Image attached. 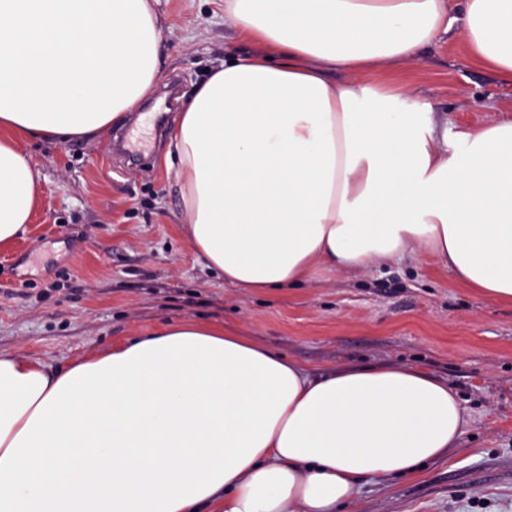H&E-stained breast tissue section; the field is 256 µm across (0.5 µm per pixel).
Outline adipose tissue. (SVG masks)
Masks as SVG:
<instances>
[{
  "label": "adipose tissue",
  "instance_id": "adipose-tissue-1",
  "mask_svg": "<svg viewBox=\"0 0 512 512\" xmlns=\"http://www.w3.org/2000/svg\"><path fill=\"white\" fill-rule=\"evenodd\" d=\"M224 21L249 50L183 102L166 152L207 268L269 291L430 255L512 303V119L447 142L386 78L459 21L471 63L512 85V0H224ZM160 53L150 0H0V248L40 201L23 141L123 122ZM464 426L419 369L313 378L217 324L59 371L0 354V512H342L362 479L415 474Z\"/></svg>",
  "mask_w": 512,
  "mask_h": 512
}]
</instances>
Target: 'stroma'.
<instances>
[{
    "instance_id": "stroma-1",
    "label": "stroma",
    "mask_w": 512,
    "mask_h": 512,
    "mask_svg": "<svg viewBox=\"0 0 512 512\" xmlns=\"http://www.w3.org/2000/svg\"><path fill=\"white\" fill-rule=\"evenodd\" d=\"M154 7L161 78L124 127L23 144L42 195L26 234L0 250V354L64 369L166 322L196 321L224 325L314 375L345 364L415 367L458 393L465 431L417 474L362 480L344 512H512V304L428 260L260 293L204 267L164 163L178 110L164 90L188 97L241 46L224 31V0ZM466 56L457 24L400 75L432 104L437 133L512 118V87Z\"/></svg>"
}]
</instances>
